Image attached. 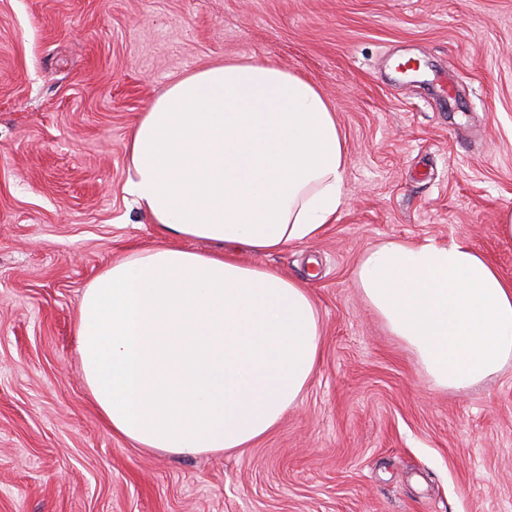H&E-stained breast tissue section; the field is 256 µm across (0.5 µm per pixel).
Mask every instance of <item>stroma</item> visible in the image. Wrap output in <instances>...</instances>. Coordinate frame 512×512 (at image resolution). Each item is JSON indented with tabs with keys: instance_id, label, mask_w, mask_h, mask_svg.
<instances>
[{
	"instance_id": "1",
	"label": "stroma",
	"mask_w": 512,
	"mask_h": 512,
	"mask_svg": "<svg viewBox=\"0 0 512 512\" xmlns=\"http://www.w3.org/2000/svg\"><path fill=\"white\" fill-rule=\"evenodd\" d=\"M315 85L344 202L245 263L305 283L315 377L249 447L177 458L105 425L80 375L81 294L160 244L127 143L174 80L242 59ZM512 0H0V512H512V366L431 389L355 285L391 241L467 239L512 280Z\"/></svg>"
}]
</instances>
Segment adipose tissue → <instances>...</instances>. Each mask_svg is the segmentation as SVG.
Listing matches in <instances>:
<instances>
[{"label": "adipose tissue", "instance_id": "adipose-tissue-1", "mask_svg": "<svg viewBox=\"0 0 512 512\" xmlns=\"http://www.w3.org/2000/svg\"><path fill=\"white\" fill-rule=\"evenodd\" d=\"M127 155L124 191L166 243L85 288L86 386L138 447L180 458L246 447L315 376L322 329L304 283L238 255L310 242L335 218L346 169L335 114L275 63L231 61L172 82ZM355 283L432 388L464 390L512 362V282L467 240L376 246Z\"/></svg>", "mask_w": 512, "mask_h": 512}]
</instances>
